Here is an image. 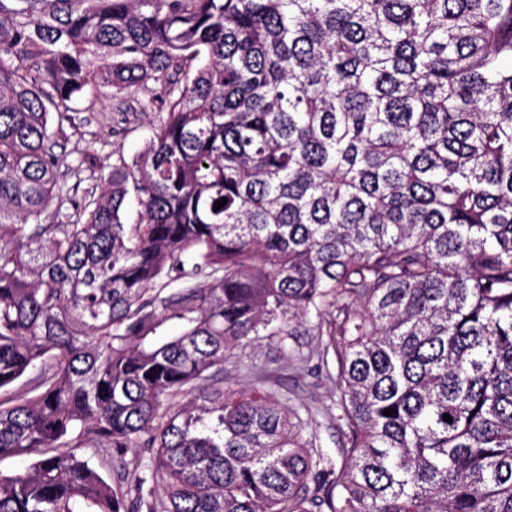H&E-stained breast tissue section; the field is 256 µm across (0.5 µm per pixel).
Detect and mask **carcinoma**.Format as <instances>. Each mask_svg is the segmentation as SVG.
Here are the masks:
<instances>
[{
  "label": "carcinoma",
  "mask_w": 512,
  "mask_h": 512,
  "mask_svg": "<svg viewBox=\"0 0 512 512\" xmlns=\"http://www.w3.org/2000/svg\"><path fill=\"white\" fill-rule=\"evenodd\" d=\"M88 86L154 120L81 193ZM262 340L333 355L337 458L224 386ZM32 370L0 512H512V0H0V390ZM79 138V134L71 137L67 140H59V147L55 148L58 154H62L64 162L60 168L59 176L60 182L65 183V186H72L80 182V191L85 188H90L95 184V181L89 177V171L85 170L83 166L82 171L77 169V158L78 155L74 153L76 141Z\"/></svg>",
  "instance_id": "cac0c4a2"
}]
</instances>
